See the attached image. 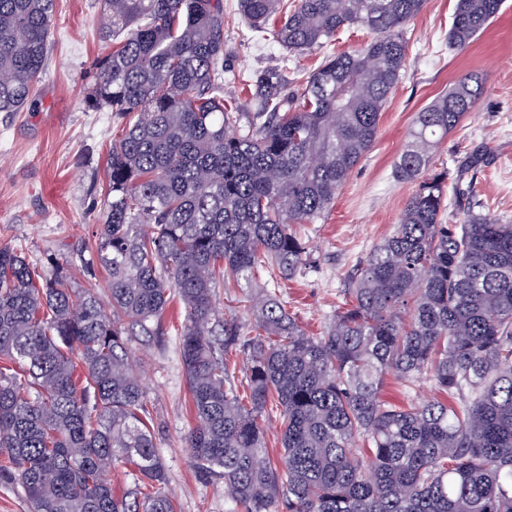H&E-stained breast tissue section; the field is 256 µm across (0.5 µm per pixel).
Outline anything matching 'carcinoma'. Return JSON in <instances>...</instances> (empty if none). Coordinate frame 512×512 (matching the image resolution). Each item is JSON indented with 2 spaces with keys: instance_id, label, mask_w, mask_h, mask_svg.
Wrapping results in <instances>:
<instances>
[{
  "instance_id": "carcinoma-1",
  "label": "carcinoma",
  "mask_w": 512,
  "mask_h": 512,
  "mask_svg": "<svg viewBox=\"0 0 512 512\" xmlns=\"http://www.w3.org/2000/svg\"><path fill=\"white\" fill-rule=\"evenodd\" d=\"M107 43L84 99L121 124L86 284L0 247V456L30 512H178L147 425L132 336H157L173 297L198 472L238 512H512V224L479 210L463 174L430 154L475 111L466 74L417 113L395 172L417 182L398 223L360 263L321 336L274 288L238 300L213 339L218 288L265 268L291 278L309 255L294 230L332 207L376 139L402 79L404 25L425 0H236L248 31L282 50L247 86L260 111L224 99V0H103ZM503 0H456L448 44L466 49ZM56 0H0V112L33 100ZM373 34L327 56L286 93L288 59L344 28ZM107 272L97 284L96 269ZM249 318L244 324L241 318ZM243 355L249 399L224 355ZM393 373L425 375L444 399L402 408ZM279 411L281 462L260 424ZM133 466L152 492L114 493ZM136 475L138 473L130 465L118 464L112 467L108 474V478L112 481V488L115 492L121 495L123 492L134 487L137 481Z\"/></svg>"
}]
</instances>
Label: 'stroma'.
I'll return each mask as SVG.
<instances>
[{
	"label": "stroma",
	"instance_id": "stroma-1",
	"mask_svg": "<svg viewBox=\"0 0 512 512\" xmlns=\"http://www.w3.org/2000/svg\"><path fill=\"white\" fill-rule=\"evenodd\" d=\"M224 0V95L242 111L256 106L242 78L277 64L278 45L248 38ZM456 0H426L405 27L408 56L401 82L382 113L377 139L351 172L325 218L299 228L310 263L280 293L299 325L321 335L344 290L371 249L396 224L415 189L399 180L395 163L417 113L469 72L484 78L475 110L432 152L433 168L456 173L472 166L484 211L512 222V0L466 50L448 47ZM101 0H57L48 63L35 99L18 112H0V246L28 258L69 259L73 285L84 282L77 252L94 245L107 192L105 170L116 120L84 105L86 75L104 44L99 34ZM372 35L361 28L340 31L325 51L302 56L288 67V89L296 91L304 72L324 55L359 47ZM183 315L171 303L163 333L132 337V358L144 360L142 382L154 441L168 475V490L180 512H231L221 479H201L184 442L190 425L187 379L178 328Z\"/></svg>",
	"mask_w": 512,
	"mask_h": 512
}]
</instances>
